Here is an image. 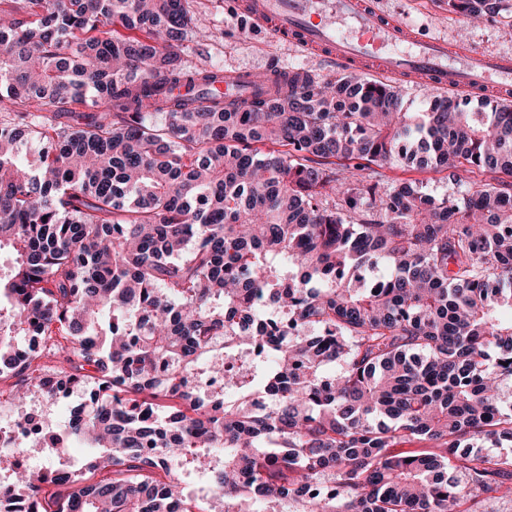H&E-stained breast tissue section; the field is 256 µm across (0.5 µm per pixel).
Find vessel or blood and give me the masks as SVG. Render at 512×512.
Wrapping results in <instances>:
<instances>
[{
  "label": "vessel or blood",
  "instance_id": "obj_1",
  "mask_svg": "<svg viewBox=\"0 0 512 512\" xmlns=\"http://www.w3.org/2000/svg\"><path fill=\"white\" fill-rule=\"evenodd\" d=\"M234 5L275 40L341 67L364 66L372 74L412 78L438 91L494 87L502 96L512 95L511 53L455 48L442 39L415 36L374 0H234ZM268 87V81L238 70L225 72L223 82L203 93L247 108Z\"/></svg>",
  "mask_w": 512,
  "mask_h": 512
}]
</instances>
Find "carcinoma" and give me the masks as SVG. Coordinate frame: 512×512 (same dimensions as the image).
Here are the masks:
<instances>
[{
    "mask_svg": "<svg viewBox=\"0 0 512 512\" xmlns=\"http://www.w3.org/2000/svg\"><path fill=\"white\" fill-rule=\"evenodd\" d=\"M0 9V377L88 395L21 512H487L512 499V101L291 68L242 109L161 89L195 0ZM493 17L509 0H447ZM77 104L90 108L77 112ZM509 179L463 204L395 163ZM379 267L391 270L376 276ZM228 360L239 363L225 372ZM224 379L205 393L193 380ZM414 439L430 448L400 451Z\"/></svg>",
    "mask_w": 512,
    "mask_h": 512,
    "instance_id": "cac0c4a2",
    "label": "carcinoma"
}]
</instances>
